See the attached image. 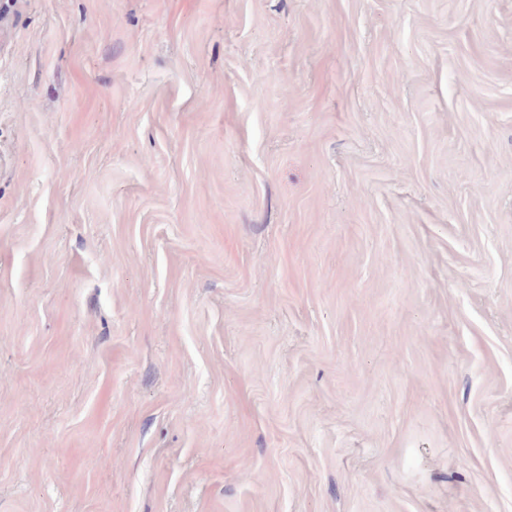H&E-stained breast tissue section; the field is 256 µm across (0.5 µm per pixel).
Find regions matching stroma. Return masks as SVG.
Listing matches in <instances>:
<instances>
[{
    "label": "stroma",
    "mask_w": 512,
    "mask_h": 512,
    "mask_svg": "<svg viewBox=\"0 0 512 512\" xmlns=\"http://www.w3.org/2000/svg\"><path fill=\"white\" fill-rule=\"evenodd\" d=\"M0 512H512V0H0Z\"/></svg>",
    "instance_id": "stroma-1"
}]
</instances>
